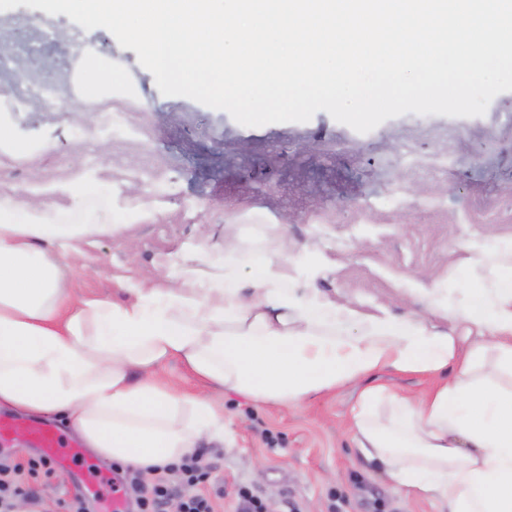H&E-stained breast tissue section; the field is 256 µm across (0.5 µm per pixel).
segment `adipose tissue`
Returning a JSON list of instances; mask_svg holds the SVG:
<instances>
[{
  "instance_id": "obj_1",
  "label": "adipose tissue",
  "mask_w": 512,
  "mask_h": 512,
  "mask_svg": "<svg viewBox=\"0 0 512 512\" xmlns=\"http://www.w3.org/2000/svg\"><path fill=\"white\" fill-rule=\"evenodd\" d=\"M0 196V409L64 417L107 462L161 466L223 439L224 406L187 397L151 370L181 359L197 376L257 401L302 405L383 367L447 373L426 397L364 391L354 439L396 485L448 512H512V270L452 305L464 335L387 312L364 316L314 288L288 286V252H248L194 273L170 262L166 287L123 283L129 302L65 285L52 251L117 231L31 210Z\"/></svg>"
}]
</instances>
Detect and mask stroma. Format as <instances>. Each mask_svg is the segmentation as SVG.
<instances>
[{"instance_id": "1", "label": "stroma", "mask_w": 512, "mask_h": 512, "mask_svg": "<svg viewBox=\"0 0 512 512\" xmlns=\"http://www.w3.org/2000/svg\"><path fill=\"white\" fill-rule=\"evenodd\" d=\"M0 123L30 147L0 152V196L118 232L68 255L80 296L121 303L126 281H160L191 253L208 270L224 245L287 247L294 292L314 283L361 314L387 311L441 331L459 325L443 303L472 299L480 254L512 245V91L484 115L407 113L359 133L316 112L304 123L246 127L229 113L159 91L135 51L104 28L19 6L0 12ZM112 73L88 88L90 62ZM94 192L76 199L73 186ZM156 377L224 403V438L201 447L234 512L238 488L300 512H448L394 485L365 460L350 430L363 391L420 398L434 376L375 371L303 405L259 402L215 388L182 361ZM86 464L37 492L47 506L88 481Z\"/></svg>"}]
</instances>
